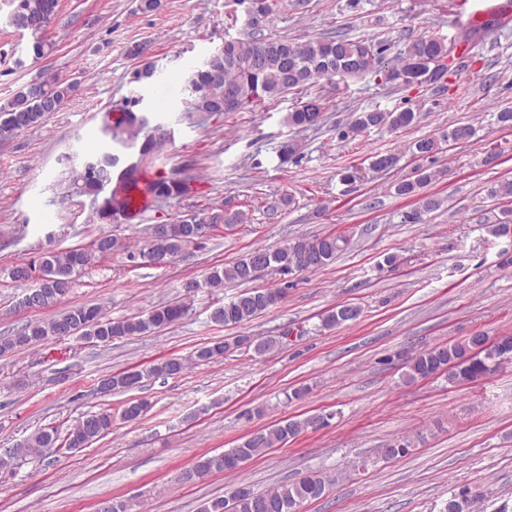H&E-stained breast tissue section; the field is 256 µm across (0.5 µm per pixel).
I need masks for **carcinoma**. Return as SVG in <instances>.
Returning a JSON list of instances; mask_svg holds the SVG:
<instances>
[{
    "mask_svg": "<svg viewBox=\"0 0 512 512\" xmlns=\"http://www.w3.org/2000/svg\"><path fill=\"white\" fill-rule=\"evenodd\" d=\"M13 20L10 25L29 35V47L33 57L45 56L51 45L44 37L30 34V26L41 14L49 10H59L60 0H13ZM503 27L502 21H471L470 26L453 39L438 35H422L409 39L387 57L391 44L369 38H350L336 35L324 39L296 40L286 36L267 37L263 31L250 30L247 39H233L224 48V53L210 58L208 64L196 68L191 78L186 80L188 105L182 109L181 118L192 122L194 113L209 110L224 100V87L235 88L241 100V107L256 105L265 100L275 99L285 93L298 91L318 82L313 76L314 67L331 65L336 72L326 75L340 84L349 79L364 78L370 74L379 75L388 70L391 79L398 83L420 84L443 88L447 74H454L465 68L464 55L455 54L458 46L480 35L485 37ZM156 65L145 61L133 72L132 82L140 85L153 83ZM221 74V81L211 80L214 73ZM70 91L56 74H47L41 79L24 85L14 99L0 108V141L13 138L21 131L41 122L45 114L57 111L69 98ZM323 109L318 99H310L288 113V125L306 129ZM419 113L411 107L392 112L377 108L354 113V119L346 126L337 129L338 138L347 140L371 129L388 128L392 131L405 129L416 123ZM150 119L137 114L132 109H123L122 116L114 125L112 140L126 142L136 138L145 130ZM476 129L471 124L457 123L448 127L443 140L450 146L465 145L475 136ZM412 154L431 157L440 150V141L424 137L411 145ZM98 161V178H82L78 172L65 169L62 182L68 191L75 195L98 198L100 186L105 181H115L110 196V204L95 207V214L101 220H109L113 211L126 212L127 193L139 190L151 198H176L193 192L188 186L171 181L168 175L157 173L152 179L141 177L142 167L135 164L115 173L119 157L109 152L94 154ZM445 174L443 170L420 166L416 175L399 179L392 184L394 193L402 197H414L432 181ZM420 209L406 213L402 222L415 223L421 214L435 211L443 201L434 196L419 198ZM192 227L191 219L183 216L172 224L171 231L163 236L149 237L147 246L156 254L178 256L191 246L183 237L184 228ZM491 233L497 237L512 238V208L500 211L492 225ZM347 239L341 235H322L310 239L299 238L274 249L255 248L229 266H214L199 287L211 292H220L229 284L245 286V289L229 301L215 307L210 313L211 321L228 325H241L266 313L282 302L285 289L249 288L247 284L265 273H275L283 277L297 271L296 254L298 249L308 253L310 271H318L332 264L345 250ZM120 248L116 238L109 234L98 237L97 248L81 246L56 250L42 255L37 260L43 293L40 310H49L65 296L60 285L73 281L74 276L91 267L97 260L108 256ZM189 312L186 303H163L145 315L132 320H112L103 314L98 305H80L67 312L30 323L14 336L0 340V356L15 349H32L56 336L61 324L71 326V338H78L86 344L107 347L112 341L127 336L146 334L162 329L183 320ZM362 314L355 304L338 305L322 317V328L332 329L357 321ZM283 343V337L253 339L249 336H232L224 340L209 341L194 351V361L198 365L213 363L234 352L254 347L259 355L270 352ZM512 361V338L497 343L488 342L484 333L474 335L459 342L445 344L424 351L408 361L407 379L415 381L427 378L439 369L452 365L448 383L463 384L493 372L496 367ZM187 369L182 358H164L145 369L132 372H116L107 380L112 382L109 392H127L126 379L142 384L146 378L179 377ZM150 409L146 400L134 399L123 404L121 419L125 422L139 420ZM113 415L108 409L87 413L65 430L54 426L35 429L22 443L20 454L27 458H37L45 448H61L69 453L91 447L94 443L112 433ZM322 427L319 418L286 419L248 436L241 445L219 454L200 456L196 464L213 472L233 473L244 464L263 454L267 449L301 432ZM18 454V455H20ZM16 454L0 456V470L11 471L18 460ZM328 485L326 477L309 474L296 481L283 482L264 492H256L247 486L235 488L229 496H219L205 502L200 512H299L301 506L311 500L321 498Z\"/></svg>",
    "mask_w": 512,
    "mask_h": 512,
    "instance_id": "1",
    "label": "carcinoma"
}]
</instances>
